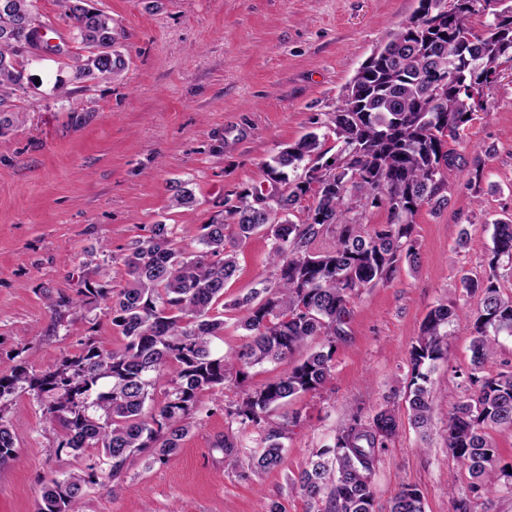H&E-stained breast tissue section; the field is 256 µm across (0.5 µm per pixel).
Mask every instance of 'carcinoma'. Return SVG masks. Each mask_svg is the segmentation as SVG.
<instances>
[{"instance_id":"1","label":"carcinoma","mask_w":512,"mask_h":512,"mask_svg":"<svg viewBox=\"0 0 512 512\" xmlns=\"http://www.w3.org/2000/svg\"><path fill=\"white\" fill-rule=\"evenodd\" d=\"M454 9L435 26L417 14L401 25L379 49L362 91L344 93L324 123L336 138L332 162H321L324 141L315 132L264 164L272 185L264 194L244 187L224 198V218L200 227L198 247L179 245L175 225H151L124 258L126 284L118 290L85 285L76 298L49 301V310L96 307L107 303L112 328L123 337L117 349L87 342L48 370L26 363L0 372V407L23 391L35 393L44 427L58 431L49 453L88 450L86 469L55 478L42 487L38 512H75L85 487L121 476L130 459L147 454L164 462L189 433L199 396L224 387L230 378L267 361L280 362L314 337L320 347L307 353L283 375L245 391L225 408L227 418L257 435L249 457L253 472L277 469L283 461L285 423L299 412L272 420L291 400L321 388L334 369L336 340L346 336L350 299L360 289L394 278L404 258L415 254V216L425 206L448 204L449 181L466 163L448 148L487 111L485 92L499 79L495 67L512 60V0H496L485 11L480 0H453ZM72 39L85 54L72 58L71 79L85 87L120 75L126 60L116 49L112 17L91 0H64ZM38 0H0V136L24 113L13 96L26 91V66L37 59L28 24ZM490 17L477 34L468 18ZM448 75L445 88L433 75ZM305 174L289 179L285 169ZM171 207L188 208L193 192L181 181L172 185ZM304 196L313 198L305 220L287 219ZM384 208L389 219L366 231L356 212ZM237 225L239 239L264 231L276 276L249 297L228 307L241 312L247 341L231 354L215 356L214 340L224 335V286L237 270L236 254L224 248V220ZM492 260L480 274L460 278L468 295L480 297L474 311L440 303L425 316L410 351L411 379L406 402L417 428L428 425L433 410L431 373L448 361V327L472 325L467 378L473 394L446 415L448 451L467 468L477 487L493 495L512 492V471L497 468V449L487 430L512 426V371L486 367L497 353L498 337L512 336V295L499 286L498 262L512 261V220L493 223ZM327 232L334 247L312 250ZM166 388L146 416L160 381ZM402 420L384 408L365 417L354 413L338 430L334 443L318 449L293 479L313 512H376L371 476L377 460L398 436ZM16 454V439L0 415V463ZM389 512H426L423 496L403 485Z\"/></svg>"}]
</instances>
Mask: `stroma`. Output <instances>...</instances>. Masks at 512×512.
Listing matches in <instances>:
<instances>
[{
  "label": "stroma",
  "mask_w": 512,
  "mask_h": 512,
  "mask_svg": "<svg viewBox=\"0 0 512 512\" xmlns=\"http://www.w3.org/2000/svg\"><path fill=\"white\" fill-rule=\"evenodd\" d=\"M93 5L111 16L126 69L54 97L59 67L79 46L70 40L61 0H41L67 52L28 66L34 83L17 99L26 119L0 137V371L21 361L51 367L90 337L102 348L118 347L105 305L59 319L48 296H72L102 278L120 288L130 245L160 221L175 225L182 246L195 248L200 226L219 216L227 193L267 189L264 163L325 122L361 64L414 15L419 0ZM500 70L487 115L448 143L465 158L485 157L479 188L459 172L447 206L423 207L415 218L417 263H401L391 282L353 297L331 377L291 404L301 420L289 429L282 465L247 475L214 443L233 435L240 459H248L253 434L224 409L241 388L288 371L298 362L294 355L251 368L244 384L202 393L175 455L163 464L136 456L118 492L91 486L77 512H265L273 500L287 512H307L292 480L354 411L368 416L388 406L407 415L409 350L426 314L446 301L476 309L460 277L487 267L494 221L512 218V61H502ZM178 180L193 190V207L171 208L170 187ZM224 246L238 261L225 301L272 279L267 236L242 241L230 226ZM470 343L469 330L452 327L450 359L432 374L431 427L423 433L403 425L381 454L371 477L380 512L404 484L420 490L426 512H454L462 498L472 512H512V494L490 498L474 490L467 468L446 447L442 415L471 394ZM0 415L16 437L15 457L0 464V512H36L42 485L84 459L50 454L56 436L43 428L35 396H16Z\"/></svg>",
  "instance_id": "stroma-1"
}]
</instances>
